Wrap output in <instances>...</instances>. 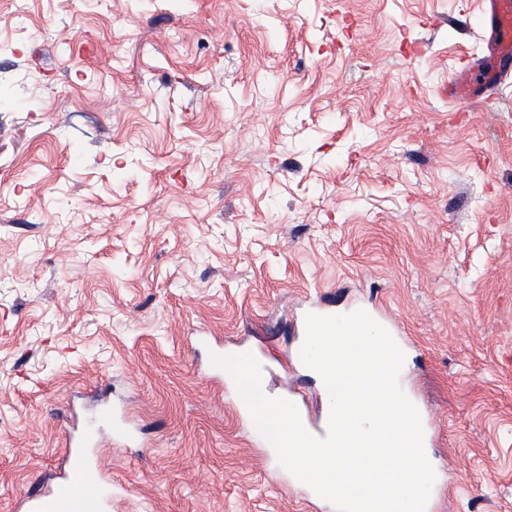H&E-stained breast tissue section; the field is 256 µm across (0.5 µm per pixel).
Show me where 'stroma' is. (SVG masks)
Listing matches in <instances>:
<instances>
[{"label":"stroma","mask_w":512,"mask_h":512,"mask_svg":"<svg viewBox=\"0 0 512 512\" xmlns=\"http://www.w3.org/2000/svg\"><path fill=\"white\" fill-rule=\"evenodd\" d=\"M482 0H0V512L102 405L112 512H336L208 336L319 419L291 325L402 328L447 512H512V79L441 95Z\"/></svg>","instance_id":"35a3bbf8"}]
</instances>
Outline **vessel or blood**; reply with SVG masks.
I'll list each match as a JSON object with an SVG mask.
<instances>
[{
  "label": "vessel or blood",
  "mask_w": 512,
  "mask_h": 512,
  "mask_svg": "<svg viewBox=\"0 0 512 512\" xmlns=\"http://www.w3.org/2000/svg\"><path fill=\"white\" fill-rule=\"evenodd\" d=\"M479 19L484 43L482 55H465L454 63L448 97L454 101L480 99L482 89L512 76V0H483ZM88 429L72 441L71 465L76 480L65 479L29 496L27 512H108L110 501L101 493L102 476L83 456L84 447L96 444Z\"/></svg>",
  "instance_id": "b4317fda"
}]
</instances>
